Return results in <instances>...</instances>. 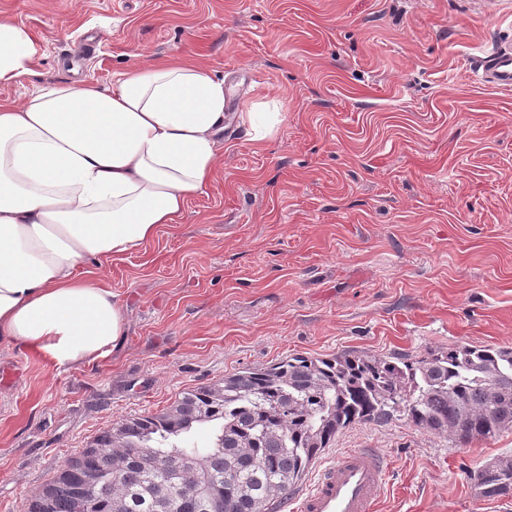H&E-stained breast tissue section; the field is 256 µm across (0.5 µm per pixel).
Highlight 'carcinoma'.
<instances>
[{
  "label": "carcinoma",
  "mask_w": 512,
  "mask_h": 512,
  "mask_svg": "<svg viewBox=\"0 0 512 512\" xmlns=\"http://www.w3.org/2000/svg\"><path fill=\"white\" fill-rule=\"evenodd\" d=\"M405 419L467 445L512 428V347L457 344L417 359L293 356L183 392L123 419L66 458L24 512H273L336 434ZM209 444L195 446L197 430ZM482 497L512 493V458L474 475Z\"/></svg>",
  "instance_id": "cac0c4a2"
}]
</instances>
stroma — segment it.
<instances>
[{"mask_svg": "<svg viewBox=\"0 0 512 512\" xmlns=\"http://www.w3.org/2000/svg\"><path fill=\"white\" fill-rule=\"evenodd\" d=\"M1 18L37 52L0 99L174 59L234 97L209 187L105 270L125 318L111 352L57 368L0 344V512L99 431L249 368L512 347V91L474 68L512 34V0H0ZM258 110L279 122L255 142ZM352 448L390 461L376 512H512L471 480L512 456V429L462 446L356 423L299 488Z\"/></svg>", "mask_w": 512, "mask_h": 512, "instance_id": "1", "label": "stroma"}]
</instances>
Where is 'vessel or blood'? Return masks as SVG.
Returning <instances> with one entry per match:
<instances>
[{"label": "vessel or blood", "mask_w": 512, "mask_h": 512, "mask_svg": "<svg viewBox=\"0 0 512 512\" xmlns=\"http://www.w3.org/2000/svg\"><path fill=\"white\" fill-rule=\"evenodd\" d=\"M475 70L488 86L512 90V41L497 42L479 56ZM388 465L371 448H354L336 457L303 493L296 512H375Z\"/></svg>", "instance_id": "vessel-or-blood-1"}]
</instances>
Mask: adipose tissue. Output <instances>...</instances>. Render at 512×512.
<instances>
[{"label":"adipose tissue","mask_w":512,"mask_h":512,"mask_svg":"<svg viewBox=\"0 0 512 512\" xmlns=\"http://www.w3.org/2000/svg\"><path fill=\"white\" fill-rule=\"evenodd\" d=\"M36 47L0 19V84ZM226 90L189 62L150 63L112 89L52 83L0 100V343L79 366L124 334L105 265L177 224L209 185Z\"/></svg>","instance_id":"obj_1"}]
</instances>
